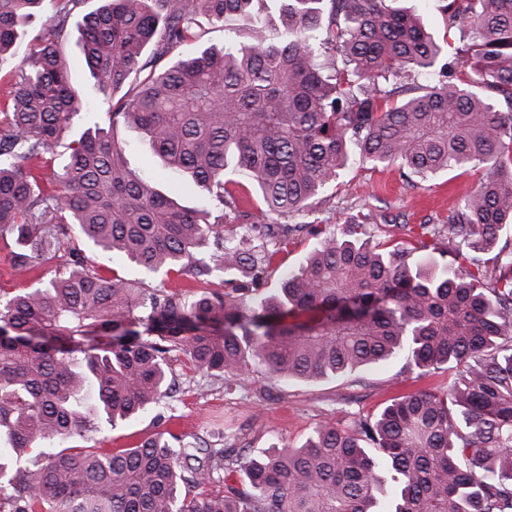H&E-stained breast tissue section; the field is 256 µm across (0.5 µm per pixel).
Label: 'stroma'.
Instances as JSON below:
<instances>
[{"label":"stroma","instance_id":"obj_1","mask_svg":"<svg viewBox=\"0 0 512 512\" xmlns=\"http://www.w3.org/2000/svg\"><path fill=\"white\" fill-rule=\"evenodd\" d=\"M99 0H84L69 24V38L62 48L69 77L98 109L109 101L92 77L84 60L77 25L83 14L97 9ZM406 8L421 13L448 56H455L469 38L459 28L446 27L441 0H405ZM118 139L125 148L128 168L150 176L161 189L171 179L158 165L150 144L132 129H120ZM482 172H439L427 179L402 177L397 166L354 165L346 169L332 187L316 197L311 213L289 216L292 224L316 219L326 224L353 221L367 228L372 245L387 252L395 246L427 242L451 261L455 238L424 236L426 224H444L449 214L478 184ZM318 236L301 233L291 237L274 259L268 281L261 293H271L288 270L298 268L317 246ZM176 385L162 405L141 415L116 422L115 426L88 438L74 439L73 445L90 451L107 452L131 448L161 431H171L187 440L214 447L241 448L256 456L271 445L297 446L328 421L345 424L360 417H376L386 402L420 389L447 387L451 375L446 366L427 374L407 370L402 358L367 366L339 380L304 381L293 378L270 379L252 373L232 383L193 373L175 365Z\"/></svg>","mask_w":512,"mask_h":512}]
</instances>
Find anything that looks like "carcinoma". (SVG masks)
I'll return each mask as SVG.
<instances>
[{
  "mask_svg": "<svg viewBox=\"0 0 512 512\" xmlns=\"http://www.w3.org/2000/svg\"><path fill=\"white\" fill-rule=\"evenodd\" d=\"M44 2L0 0V69ZM54 2L0 111V245L12 267L57 260L78 234L148 273L220 277L224 290H145L74 251L44 286L0 289V512H512V246L491 268L483 258L512 224V0H444L446 26L471 38L451 62L395 0H279L277 24L253 0H104L78 26L83 54L103 89L127 91L46 180L67 129L95 115L60 53L80 0ZM201 17L224 28V46L181 52ZM430 74L435 83L390 101V83ZM120 126L140 130L202 207L132 174ZM353 163L422 179L483 169L448 215L462 262L380 252L363 225L327 224L305 262L258 294L288 234L308 228L279 219ZM216 212L240 236L221 235ZM396 356L457 377L256 457L161 433L107 453L59 447L159 405L178 362L214 378L260 365L317 380ZM31 448L36 461L19 465Z\"/></svg>",
  "mask_w": 512,
  "mask_h": 512,
  "instance_id": "cac0c4a2",
  "label": "carcinoma"
}]
</instances>
